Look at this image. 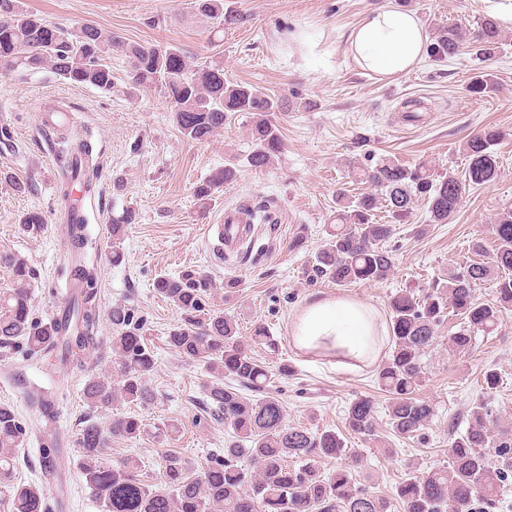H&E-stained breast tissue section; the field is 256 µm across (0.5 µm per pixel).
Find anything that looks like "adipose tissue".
I'll return each instance as SVG.
<instances>
[{
	"mask_svg": "<svg viewBox=\"0 0 512 512\" xmlns=\"http://www.w3.org/2000/svg\"><path fill=\"white\" fill-rule=\"evenodd\" d=\"M426 43L420 20L389 5L367 12L345 39L347 52L361 69L386 77L413 68ZM294 336L302 350L331 354L338 366L350 368L375 359L381 327L374 309L359 299L316 298L296 319Z\"/></svg>",
	"mask_w": 512,
	"mask_h": 512,
	"instance_id": "1",
	"label": "adipose tissue"
}]
</instances>
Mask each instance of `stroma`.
Masks as SVG:
<instances>
[{"mask_svg": "<svg viewBox=\"0 0 512 512\" xmlns=\"http://www.w3.org/2000/svg\"><path fill=\"white\" fill-rule=\"evenodd\" d=\"M390 1L413 12L427 29L436 23L470 29L490 13L487 0H230L247 21L223 29L195 9L194 0H22L28 10L67 27L91 23L130 42L179 47L191 64L223 65L228 78L258 85L283 100L275 122L284 150L267 168L255 170L245 164L251 147L245 116H233L206 142L189 141L177 130L171 105L159 91L125 94L129 65L124 57L112 58L114 88L109 92L72 86L49 68L0 74V251L21 255L34 269L36 320L49 321L69 297L63 271L67 241L57 208L63 145L77 136L90 139L98 158L101 191L85 198L84 206L88 253L99 277V334L111 336L110 311L125 305L157 356L149 380L153 401L113 406L114 412L139 416L141 438L113 439L105 455L114 462L138 457L149 483H158L164 454H180L200 468L223 454L229 435L205 409L209 375L203 363L170 349L167 336L180 313L153 287L158 275L187 266L215 281L209 304L237 321L250 355L272 368L291 365L292 374L275 378L273 386L288 425L336 431L346 452L360 457L352 469L355 487L383 498L387 512H403L396 487L409 473L449 464L448 448L469 424L471 401L485 400L499 424L512 425V314L493 334L477 336L465 353L448 344L461 328L460 318L444 317L438 344L422 358L424 382L418 393L435 413L422 435L410 439L395 436L383 412L374 436L354 434L344 425L345 410L356 397L370 396L386 407L377 373L390 339H383L378 362L355 370L337 369L329 355L301 351L294 340L296 317L318 295L357 298L389 324V298L397 290L421 295L441 287L449 272L473 260L475 240H482L485 256H492L491 226L497 214L512 207V26L503 27V42L492 58L467 48L450 59L424 56L410 72L382 77L362 70L343 41L366 12ZM298 33L311 35V43L294 42ZM482 72L489 74L492 88L485 96H472L470 80ZM300 97L313 101V108L297 109ZM411 99L429 106L412 128L404 124L403 109ZM45 105L63 106L69 123L43 129L39 110ZM488 125L503 133L495 147L498 178L467 187L445 224L427 223L426 203L416 202L386 243L395 258L388 279L347 287L309 280L313 254L336 210L337 190L351 195L372 190L371 184L357 181L352 165L369 166L386 157L411 167L425 160L437 174L461 179L467 167L462 147ZM231 160L241 165L238 182L200 206L193 196L196 183ZM245 201L267 206L274 221L259 227L265 250L228 264L216 256L214 227ZM127 206L136 208L139 221L113 239L112 217ZM31 210L45 216L40 232H28L19 222ZM298 237L303 247L291 249ZM116 250L123 255L117 266L112 263ZM228 278L239 283L230 297L222 288ZM257 323L267 326L275 349L250 344ZM490 368L499 373L500 383L488 391L483 374ZM110 373L105 342L91 351L83 369L74 371L58 368L51 354L29 351L20 341L0 351V404L15 410L25 430L23 445L15 451L14 480L40 482L47 468L65 473L64 484L45 489L51 512H102L79 472L76 439L86 420L108 422V414L90 410L83 387L88 375ZM46 392L55 399L48 417L40 406Z\"/></svg>", "mask_w": 512, "mask_h": 512, "instance_id": "35a3bbf8", "label": "stroma"}]
</instances>
